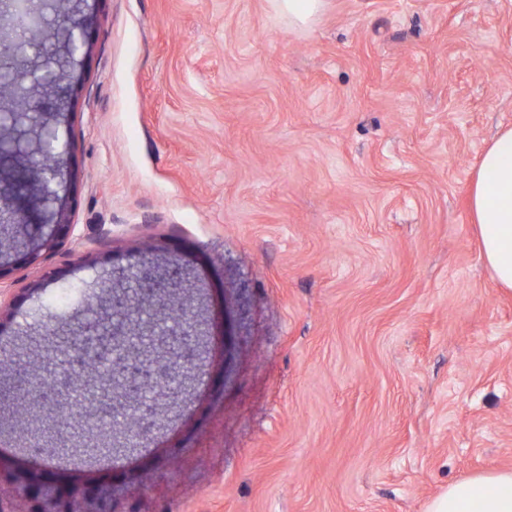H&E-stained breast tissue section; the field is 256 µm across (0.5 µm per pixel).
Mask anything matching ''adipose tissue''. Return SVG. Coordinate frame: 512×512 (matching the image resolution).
Instances as JSON below:
<instances>
[{"label":"adipose tissue","instance_id":"ef3b65f1","mask_svg":"<svg viewBox=\"0 0 512 512\" xmlns=\"http://www.w3.org/2000/svg\"><path fill=\"white\" fill-rule=\"evenodd\" d=\"M469 205L485 263L497 284L512 290V127L485 148L471 182ZM426 512H512V471L450 483Z\"/></svg>","mask_w":512,"mask_h":512}]
</instances>
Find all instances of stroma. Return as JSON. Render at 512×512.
Instances as JSON below:
<instances>
[{"label":"stroma","instance_id":"1","mask_svg":"<svg viewBox=\"0 0 512 512\" xmlns=\"http://www.w3.org/2000/svg\"><path fill=\"white\" fill-rule=\"evenodd\" d=\"M32 67L72 235L0 244V386L37 331L103 310L122 269L172 261L210 364L134 455L31 463L0 403V512H424L512 470V292L468 205L512 127V0H42ZM83 27L70 52L59 26ZM281 12L288 13V19L301 25L314 24L324 8L326 0H278Z\"/></svg>","mask_w":512,"mask_h":512}]
</instances>
